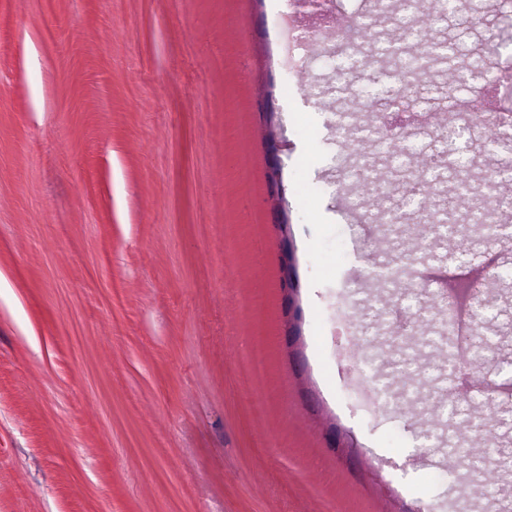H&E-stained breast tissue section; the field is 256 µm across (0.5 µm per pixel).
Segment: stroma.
<instances>
[{
  "label": "stroma",
  "mask_w": 512,
  "mask_h": 512,
  "mask_svg": "<svg viewBox=\"0 0 512 512\" xmlns=\"http://www.w3.org/2000/svg\"><path fill=\"white\" fill-rule=\"evenodd\" d=\"M13 0L0 21V512H512V471L486 463L448 473L449 439L471 421L512 450V234L453 239L416 253L440 284L474 259H491L481 295L489 346L468 365L414 355L408 400L368 410L345 385L335 309L367 338L379 385L401 369L405 336H438L447 311L397 285L377 291L372 254L399 266L404 237L361 224L342 169L369 165L395 195L363 198L380 213L419 182L417 159L441 130L421 114H392L389 137L413 164L397 169L362 111L360 91L385 94L391 60L337 72L363 23L386 40L485 45L512 66V7L475 17L458 0L449 21L380 15L374 0ZM302 13L318 30L355 17L297 66L320 96L304 99L276 54L281 18ZM137 35L134 47L122 29ZM250 53L241 54V45ZM274 114L286 227L271 222L261 135ZM462 160L472 191L512 226V182L481 126H470ZM232 251H225V239ZM298 287L280 286L282 247ZM427 311V321L416 320ZM80 345L70 340L71 330ZM501 384L497 411L466 399L460 376ZM111 392V416L88 408Z\"/></svg>",
  "instance_id": "1"
}]
</instances>
